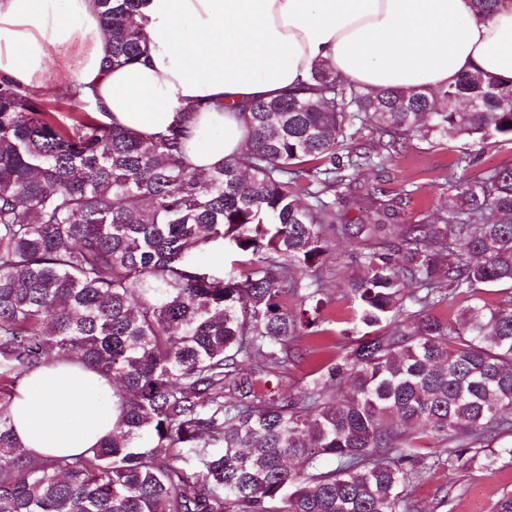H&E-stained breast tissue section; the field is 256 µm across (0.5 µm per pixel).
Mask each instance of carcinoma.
Segmentation results:
<instances>
[{
	"label": "carcinoma",
	"instance_id": "carcinoma-1",
	"mask_svg": "<svg viewBox=\"0 0 512 512\" xmlns=\"http://www.w3.org/2000/svg\"><path fill=\"white\" fill-rule=\"evenodd\" d=\"M140 4L98 0L114 65L148 50ZM77 101L0 80V512H419L407 488L431 470L512 457V294L431 315L512 291V167L450 185L422 224L391 223L373 194L357 224L339 210L363 138L512 142V79L367 90L321 63L247 104L244 150L209 169L184 160L189 119L146 137ZM340 239L364 269L344 335L365 333L311 385L258 390L330 333L322 269ZM303 337L311 350L290 346ZM67 360L112 378V433L34 456L10 397Z\"/></svg>",
	"mask_w": 512,
	"mask_h": 512
}]
</instances>
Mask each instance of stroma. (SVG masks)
<instances>
[{
	"label": "stroma",
	"instance_id": "stroma-1",
	"mask_svg": "<svg viewBox=\"0 0 512 512\" xmlns=\"http://www.w3.org/2000/svg\"><path fill=\"white\" fill-rule=\"evenodd\" d=\"M82 62V34L74 32L71 41L58 48L44 98L57 95L59 76L76 77ZM476 155L474 165L460 164L464 154ZM512 164V144L487 142L472 146L459 136L407 138L397 151L372 150L370 158L361 159L357 187L348 194L341 209L349 220H357L369 204L368 188L382 189L399 204L397 221L415 224L438 214L448 199V186L456 181H475L488 172ZM354 245L341 242L325 262L324 289L331 299L328 308L333 332L326 346L344 344L345 320L351 302L346 295L348 281L359 278L362 268L354 260ZM410 496L423 512H494L503 494L512 492V458L498 457L492 469L480 466H445L432 470L422 480L409 486Z\"/></svg>",
	"mask_w": 512,
	"mask_h": 512
}]
</instances>
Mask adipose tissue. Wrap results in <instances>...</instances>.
Segmentation results:
<instances>
[{
  "mask_svg": "<svg viewBox=\"0 0 512 512\" xmlns=\"http://www.w3.org/2000/svg\"><path fill=\"white\" fill-rule=\"evenodd\" d=\"M148 53L115 67L96 0H0V79L32 91L57 46L81 29L76 80H63L114 125L151 135L182 113L184 157L213 167L244 145L242 106L269 100L327 63L360 86L440 88L482 70L512 79V0H143ZM37 456L85 453L112 431V381L69 361L30 374L9 408Z\"/></svg>",
  "mask_w": 512,
  "mask_h": 512,
  "instance_id": "obj_1",
  "label": "adipose tissue"
}]
</instances>
